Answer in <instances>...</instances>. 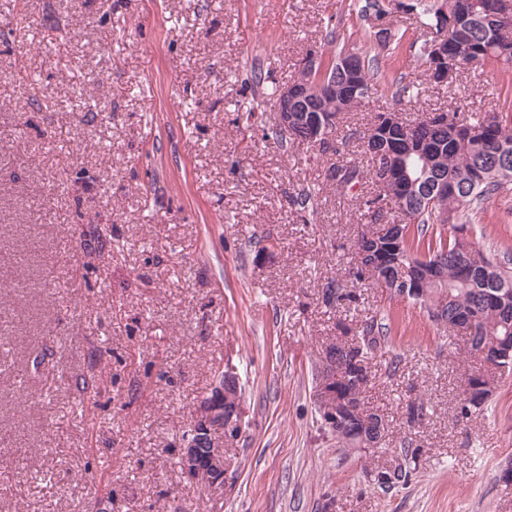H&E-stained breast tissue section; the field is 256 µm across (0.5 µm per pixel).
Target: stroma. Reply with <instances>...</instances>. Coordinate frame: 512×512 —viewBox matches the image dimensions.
<instances>
[{"label":"stroma","instance_id":"1","mask_svg":"<svg viewBox=\"0 0 512 512\" xmlns=\"http://www.w3.org/2000/svg\"><path fill=\"white\" fill-rule=\"evenodd\" d=\"M349 2L28 0L12 25L14 0H0V270L15 282L0 288V512H512V373L464 409L482 357L419 306L358 288L366 219L327 176L368 169L360 136L376 113L481 117L505 107L512 77L489 65L399 105L374 90L336 154L266 141L273 103L240 117L253 66L266 88L288 84L326 51L328 21L360 50ZM21 66L36 86L14 79ZM309 187L310 215L290 203ZM472 219L487 252L512 256V183ZM334 279L358 302L325 305ZM368 317L386 340L365 402L388 432L355 452L325 426L318 382L337 323ZM227 366L243 432L212 486L177 456ZM414 399L425 415L411 429ZM407 444L408 483L373 488L366 471Z\"/></svg>","mask_w":512,"mask_h":512}]
</instances>
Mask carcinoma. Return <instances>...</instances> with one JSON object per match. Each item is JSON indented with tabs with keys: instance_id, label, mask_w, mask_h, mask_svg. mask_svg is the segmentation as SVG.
I'll return each mask as SVG.
<instances>
[{
	"instance_id": "1",
	"label": "carcinoma",
	"mask_w": 512,
	"mask_h": 512,
	"mask_svg": "<svg viewBox=\"0 0 512 512\" xmlns=\"http://www.w3.org/2000/svg\"><path fill=\"white\" fill-rule=\"evenodd\" d=\"M447 4L450 16L459 25L457 35L465 53L448 79L489 64L512 69V53L502 51L501 37L492 22L473 17L475 0H447ZM389 5L390 0H363L357 16L369 24L379 22L389 15ZM439 7L436 0H413L406 5L408 10L419 12L427 26ZM326 38L332 50L320 59L329 69L336 57L346 52L347 45L336 25L328 27ZM355 69V78L365 90L382 85L395 100L411 93L414 86L403 72L387 78L376 55L364 56ZM252 83L256 90L242 113L247 122L254 118L255 109L261 105L259 97L263 96L258 90L261 76L256 72ZM361 102L360 97L348 101L312 99L307 103L310 112L301 131L289 133L274 125L264 131V138L281 148L295 142L308 144L314 116L332 112L337 115L339 127ZM447 115L448 125L444 127L434 126L427 117L409 122L408 134L423 146L424 154L405 156L399 163L416 186L405 195H396L393 202L391 223L398 225L395 237L372 230L361 233L355 248L356 279L371 288L381 281L402 288L419 278L426 280L424 293L411 301L434 323L464 331L471 351L489 356L493 342H512V258L498 262L478 243L457 236L456 230L460 224H470L469 212L498 193L505 182L512 181V107L481 119L458 108L448 110ZM316 202V194L309 189L292 199L302 213L314 212ZM325 296L336 305L358 301L353 292L333 282L327 284ZM337 328L341 335L327 348V355L335 360L336 385L350 396L347 414L359 422L360 414L365 412L369 373L366 367H352L353 360L376 350L384 334L373 318L355 328L343 324ZM467 393L471 395L470 405L477 408L487 400L490 390L480 388V382L471 377ZM401 454L403 463L381 471L388 477L379 485L381 490L389 491L408 479L416 452L404 448Z\"/></svg>"
}]
</instances>
